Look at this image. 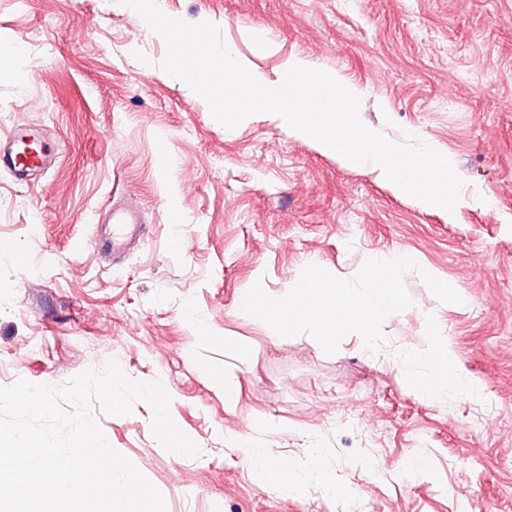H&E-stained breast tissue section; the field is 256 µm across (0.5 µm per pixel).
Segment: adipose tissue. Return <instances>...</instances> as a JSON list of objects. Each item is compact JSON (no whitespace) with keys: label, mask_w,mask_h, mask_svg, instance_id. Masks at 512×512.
<instances>
[{"label":"adipose tissue","mask_w":512,"mask_h":512,"mask_svg":"<svg viewBox=\"0 0 512 512\" xmlns=\"http://www.w3.org/2000/svg\"><path fill=\"white\" fill-rule=\"evenodd\" d=\"M402 363L409 375V381L421 396L433 399L440 393L439 379L452 380L460 388H467L465 378L454 368V352L445 342H437L430 349L427 356L405 349L401 352ZM427 364L431 377H423L418 371L419 364ZM251 473L256 483L263 488L289 487L298 488L305 480L312 479L321 483L325 488L331 489L335 494L348 496L349 491L338 485L335 476L324 462L322 449H311L307 465H300L293 458L283 456L274 458L264 449L251 448L246 452Z\"/></svg>","instance_id":"adipose-tissue-1"}]
</instances>
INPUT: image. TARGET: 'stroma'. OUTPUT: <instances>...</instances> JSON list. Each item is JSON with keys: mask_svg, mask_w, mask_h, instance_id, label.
<instances>
[{"mask_svg": "<svg viewBox=\"0 0 512 512\" xmlns=\"http://www.w3.org/2000/svg\"><path fill=\"white\" fill-rule=\"evenodd\" d=\"M157 4L218 26L265 80L293 55L341 75L368 127L409 131L452 161L461 198L451 213L423 208L270 113L224 127L160 68L164 39L118 0H0V44L20 48L0 72V136L25 123L57 148L32 184L0 173V387L58 385L108 360L161 380L199 456L165 451L146 403L98 420L166 512H512V0ZM116 193L146 224L126 260L91 246ZM400 256L463 302L440 303L406 274L412 304L386 317L385 357L353 334L326 354L241 307L255 283L277 296L312 260L351 279ZM440 340L476 394L446 384L427 400L411 386L398 351ZM224 365L233 410L210 379ZM313 442L349 502L250 478L246 447L303 462Z\"/></svg>", "mask_w": 512, "mask_h": 512, "instance_id": "obj_1", "label": "stroma"}]
</instances>
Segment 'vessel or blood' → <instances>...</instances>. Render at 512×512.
I'll return each mask as SVG.
<instances>
[{"instance_id":"obj_1","label":"vessel or blood","mask_w":512,"mask_h":512,"mask_svg":"<svg viewBox=\"0 0 512 512\" xmlns=\"http://www.w3.org/2000/svg\"><path fill=\"white\" fill-rule=\"evenodd\" d=\"M52 160L50 144L36 129L16 126L6 138H0V169L17 182H26L35 172L46 169ZM144 235L139 208L116 199L107 206L106 230L96 235L92 245L101 254H122Z\"/></svg>"}]
</instances>
